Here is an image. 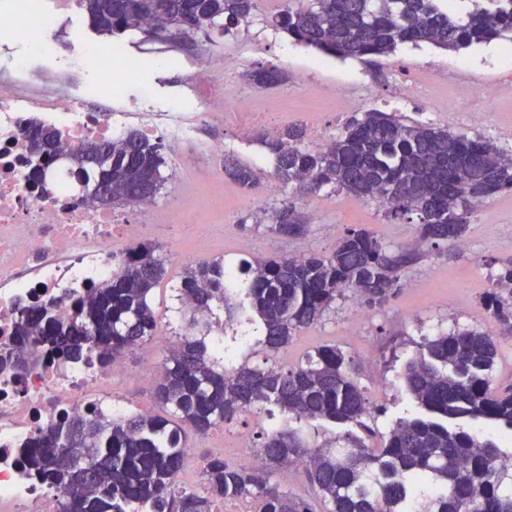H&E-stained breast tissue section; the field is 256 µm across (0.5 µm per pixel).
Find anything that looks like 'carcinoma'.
<instances>
[{"label":"carcinoma","mask_w":512,"mask_h":512,"mask_svg":"<svg viewBox=\"0 0 512 512\" xmlns=\"http://www.w3.org/2000/svg\"><path fill=\"white\" fill-rule=\"evenodd\" d=\"M458 15L454 0H284L272 24L295 42L333 57L386 56L403 44L430 43L457 51L492 40L512 42V0H468ZM101 33L141 31L147 19L167 15L191 37L209 40L214 17L232 35L252 23L258 0H79ZM253 84L287 81L274 64L246 72ZM32 177L46 191L44 172L56 163L60 135L36 124ZM260 142L276 159L278 179L306 194L325 186L377 202L387 217L416 218V246L390 253L374 232L353 229L326 255H285L242 261V289L262 321V349L276 353L296 332L317 323L336 298L350 296L381 305L400 287L402 270L424 250L463 243L469 215L488 196L512 192V157L488 140L427 125H407L369 110L346 123L339 137L316 147L305 131L289 126ZM102 147L112 166L80 148L69 152L80 184L112 187V206L152 200L164 182L160 146L132 130ZM224 172L239 187L256 184L252 169L234 162ZM279 236L306 231L296 202L264 212L259 221ZM158 247L130 248L112 277L82 289L66 315L36 304L15 323L12 348L0 356L3 372L33 370L37 350L61 366L104 363L148 344L158 316L151 292L165 273ZM512 261L504 262L487 295L499 328H457L425 337L405 366L406 388L423 410L395 422L379 448L350 433L319 439L317 422L354 423L365 398L343 353L323 346L303 364L284 369L247 363L224 367L215 349L217 322L185 320V332L163 362L154 398L167 416L126 413L61 415L40 427L24 459L45 485L63 496L62 512H214L227 498H250L258 512H512V386L491 388L498 337H512ZM181 303L214 315L229 304L222 260L190 265L178 288ZM279 407L314 432H263L261 464L234 467L219 456L203 458L200 486H179L186 454L184 428L197 434L233 422L264 405ZM303 474L314 496L289 492L277 471Z\"/></svg>","instance_id":"1"}]
</instances>
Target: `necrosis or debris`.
<instances>
[{"mask_svg": "<svg viewBox=\"0 0 512 512\" xmlns=\"http://www.w3.org/2000/svg\"><path fill=\"white\" fill-rule=\"evenodd\" d=\"M60 20L44 0H9L0 8V33L39 37L56 30ZM238 72V60L225 57L224 96L214 107L216 117L244 137L259 115L255 99L241 90ZM33 122L54 126L68 150L119 136L126 127L124 113L88 108L61 73L34 82L20 62L0 71V346L11 340L22 307L37 301L67 314L70 286L110 277L119 257L141 241L142 227L128 215L78 203L67 169H47L55 185L50 195L34 187L25 137ZM142 132L188 145L195 127L173 106L145 121ZM158 373L148 357L135 370L123 362L65 370L46 355L33 372L0 373V512H61V494L21 464L38 428L58 414L86 412L95 404H110L114 415H122L127 403L115 387L143 384Z\"/></svg>", "mask_w": 512, "mask_h": 512, "instance_id": "obj_1", "label": "necrosis or debris"}]
</instances>
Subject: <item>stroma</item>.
Instances as JSON below:
<instances>
[{"instance_id": "35a3bbf8", "label": "stroma", "mask_w": 512, "mask_h": 512, "mask_svg": "<svg viewBox=\"0 0 512 512\" xmlns=\"http://www.w3.org/2000/svg\"><path fill=\"white\" fill-rule=\"evenodd\" d=\"M281 8V0H259L252 23L235 36L216 33L208 40L200 37L193 43L174 45L134 31L116 39L99 34L74 0L62 11L60 28L49 33L48 39L69 42L76 54L95 53L114 40L125 46V66L135 79L126 85L118 107L130 113L133 129L141 126L138 101L143 94H151L155 105H164L174 96L187 94L191 62L206 56L218 69L225 56L232 55L241 61L243 70L272 63L287 74V81L277 87L255 91L259 101L281 112L279 127L305 126L314 120L335 137L351 116L378 109L394 113L407 124L485 138L504 154H512V44L496 41L460 51L428 43L406 44L372 63L340 59L295 43L272 26L269 19ZM18 57L26 61L36 79L49 71L64 70L71 87L84 96L89 107L110 110L104 93L109 82L106 74L66 66L54 52L27 41L0 38V64L9 65ZM299 75L315 87L314 101H305L303 88L295 82ZM400 79L416 83L413 97L396 96L395 84ZM488 87L496 88V96L485 95ZM475 113L483 114V122H472ZM197 136L205 143H223V154L201 151L188 157L171 143H163L165 182L152 201L154 217L143 228L144 242L160 247L166 268L164 279L153 291L160 322L146 349L155 361H163L182 331L176 289L187 266L186 255L200 261L223 259L235 267L243 260L255 262L281 254H327L348 231L359 228L373 231L392 252L415 240L416 226L409 220L388 219L376 202L329 186L303 207L308 217L306 234L298 238L272 234L265 225L256 224L254 217L280 205L290 194L275 176L274 156L256 138H240L219 120L203 123ZM228 157L253 169L259 180L258 193L241 189L225 175ZM191 191L196 194V207L193 217L186 218L176 213L175 206ZM192 220L210 225L208 239L192 233L188 226ZM466 242L461 250L445 244L424 253L403 271V288L382 306L369 309L367 319L358 325L349 320L351 298H337L322 319L298 332L287 348L269 355L241 345V337L262 334L260 320L242 311L225 322L224 346L234 363L256 367L272 363L285 368L303 363L307 354L321 346H336L353 367L366 399L364 421L375 432L369 444L377 446L398 418L420 412L402 380L404 365L418 342L457 327L488 328L485 296L500 263L512 258V192L496 194L477 207L469 219ZM143 352L129 354L127 365L138 366Z\"/></svg>"}]
</instances>
